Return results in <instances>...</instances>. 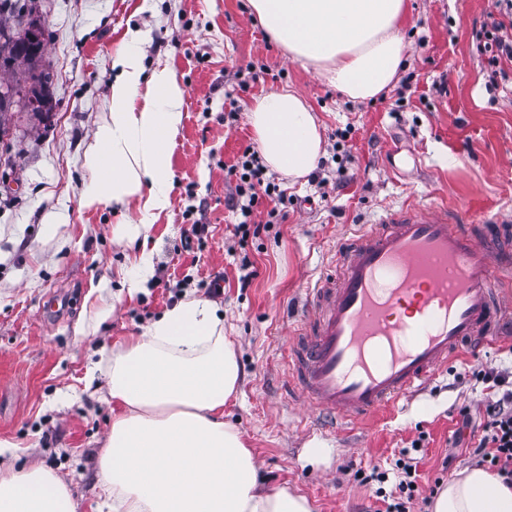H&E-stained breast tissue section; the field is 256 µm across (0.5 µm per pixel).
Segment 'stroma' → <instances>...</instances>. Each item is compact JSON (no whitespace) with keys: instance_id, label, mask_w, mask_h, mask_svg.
I'll use <instances>...</instances> for the list:
<instances>
[{"instance_id":"obj_1","label":"stroma","mask_w":512,"mask_h":512,"mask_svg":"<svg viewBox=\"0 0 512 512\" xmlns=\"http://www.w3.org/2000/svg\"><path fill=\"white\" fill-rule=\"evenodd\" d=\"M406 58L377 99L356 103L317 73L291 61L254 17L249 0H40L54 75L50 123L12 112L0 141V468L44 466L70 485L76 512H109L99 459L112 425L106 379L93 367L189 296L224 313L241 380L224 406L254 452L264 485L307 498L312 512H384L402 449L419 443L410 512H428L430 487L475 460L455 436L459 410L474 423L487 391L472 370L512 371V343L455 361L426 396L398 404L362 426L305 436L306 410L291 405L288 319L303 288L328 266L353 225L389 209L448 203L463 221L512 216V66L489 83L488 55L476 30L496 15L494 0H408ZM146 67L167 65L185 94L183 124L171 146L169 207L147 218L139 200L86 209L92 185L83 156L110 110L115 51L130 32ZM266 67L265 82L248 70ZM290 87L321 125V180L275 181L288 214L248 246L257 270L237 285L238 239L227 201V169L256 141L248 112L256 98ZM236 111L229 123L225 113ZM149 220L136 241L119 225ZM204 226L190 231L193 222ZM152 256L147 281L134 258ZM221 295L207 285L216 275ZM450 470H443L445 457ZM380 467L386 482L357 470Z\"/></svg>"}]
</instances>
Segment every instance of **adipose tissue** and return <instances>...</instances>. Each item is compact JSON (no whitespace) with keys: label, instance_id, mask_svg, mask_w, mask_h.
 <instances>
[{"label":"adipose tissue","instance_id":"obj_1","mask_svg":"<svg viewBox=\"0 0 512 512\" xmlns=\"http://www.w3.org/2000/svg\"><path fill=\"white\" fill-rule=\"evenodd\" d=\"M268 36L292 61L313 68L346 99L391 87L403 60L407 0H249ZM114 64L111 108L84 157L94 208L136 198L145 216L164 211L173 188L170 145L183 122L184 90L165 66L145 72L133 42ZM249 123L267 166L288 181L313 172L320 124L293 89L265 94ZM98 368L116 407L100 461L112 512H311L305 497L259 486L258 465L224 405L240 383L224 317L188 298L145 333L114 348ZM0 512H75L67 484L33 465L0 470ZM431 512H512V486L484 468L450 477Z\"/></svg>","mask_w":512,"mask_h":512}]
</instances>
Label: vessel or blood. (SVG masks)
Listing matches in <instances>:
<instances>
[{"mask_svg":"<svg viewBox=\"0 0 512 512\" xmlns=\"http://www.w3.org/2000/svg\"><path fill=\"white\" fill-rule=\"evenodd\" d=\"M288 345V397L355 424L430 382L463 350L512 339V235L406 206L336 246Z\"/></svg>","mask_w":512,"mask_h":512,"instance_id":"b4317fda","label":"vessel or blood"}]
</instances>
